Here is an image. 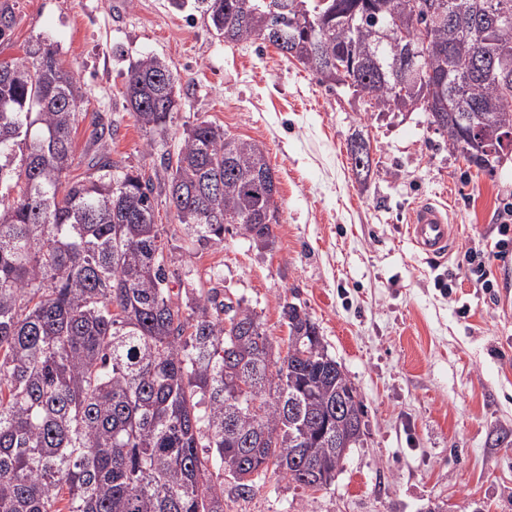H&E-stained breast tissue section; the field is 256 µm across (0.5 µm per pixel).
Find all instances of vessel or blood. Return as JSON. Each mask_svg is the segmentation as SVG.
Here are the masks:
<instances>
[{
    "label": "vessel or blood",
    "instance_id": "vessel-or-blood-1",
    "mask_svg": "<svg viewBox=\"0 0 512 512\" xmlns=\"http://www.w3.org/2000/svg\"><path fill=\"white\" fill-rule=\"evenodd\" d=\"M407 234L420 253L429 257H444L451 250L453 227L445 208L435 202L425 201L412 209Z\"/></svg>",
    "mask_w": 512,
    "mask_h": 512
}]
</instances>
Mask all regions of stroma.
Listing matches in <instances>:
<instances>
[{
	"label": "stroma",
	"mask_w": 512,
	"mask_h": 512,
	"mask_svg": "<svg viewBox=\"0 0 512 512\" xmlns=\"http://www.w3.org/2000/svg\"><path fill=\"white\" fill-rule=\"evenodd\" d=\"M11 2L16 25L0 61L54 43L83 93L79 156L93 149V113L115 129L112 158L149 173L202 121L267 149L279 187L274 244L229 231L172 264L170 278L192 276L254 308L282 348L283 303L306 308L359 394L365 436L327 489L270 473L245 498L225 487L224 512H512V254L492 260L489 290L462 263L512 207V159L490 173L467 164L425 112L378 111L271 44L224 42L171 0ZM148 54L167 62L180 92L151 151L123 95L129 66ZM357 137L370 146L362 176L348 154ZM429 199L455 227L440 261L406 234L413 206Z\"/></svg>",
	"instance_id": "35a3bbf8"
}]
</instances>
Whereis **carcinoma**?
Masks as SVG:
<instances>
[{"instance_id": "1", "label": "carcinoma", "mask_w": 512, "mask_h": 512, "mask_svg": "<svg viewBox=\"0 0 512 512\" xmlns=\"http://www.w3.org/2000/svg\"><path fill=\"white\" fill-rule=\"evenodd\" d=\"M200 13L227 43L261 39L328 85L336 55L353 58L349 84L383 110L403 111L392 68L405 28L428 44L417 64L478 110L428 111L448 147L494 171L512 158V86L467 65L478 45L512 59V0H173ZM310 16L313 27L300 24ZM16 23L0 3V39ZM0 73V512H224V477L242 495L269 469L312 491L336 478V435L363 444V404L336 414L351 381L336 369L305 308L282 305L286 355L260 315L193 288L181 304L169 287L172 251L155 222L165 197L184 254L224 241V225L264 248L279 223L278 178L266 147L201 122L163 175L112 161L97 146L84 176L72 132L82 95L53 44L38 41ZM127 109L147 136L168 133L179 94L168 64L146 55L128 68ZM357 174L370 148L349 144Z\"/></svg>"}]
</instances>
